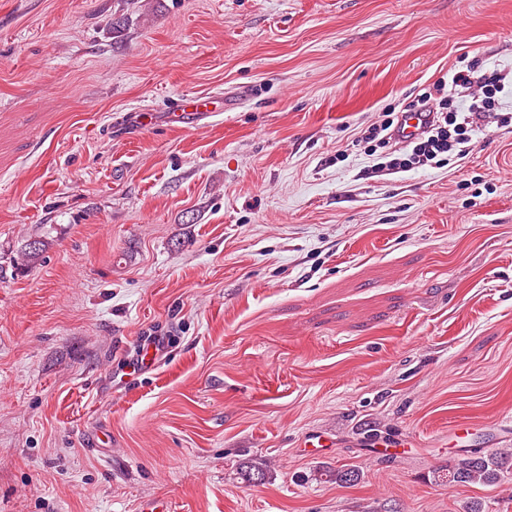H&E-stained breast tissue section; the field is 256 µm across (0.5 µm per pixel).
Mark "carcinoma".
<instances>
[{
	"label": "carcinoma",
	"mask_w": 512,
	"mask_h": 512,
	"mask_svg": "<svg viewBox=\"0 0 512 512\" xmlns=\"http://www.w3.org/2000/svg\"><path fill=\"white\" fill-rule=\"evenodd\" d=\"M512 475V451L496 452L474 448L470 454L444 468L433 472L434 481L443 484H499ZM325 478L339 484H351L358 480L360 472L352 468L329 469Z\"/></svg>",
	"instance_id": "carcinoma-1"
}]
</instances>
